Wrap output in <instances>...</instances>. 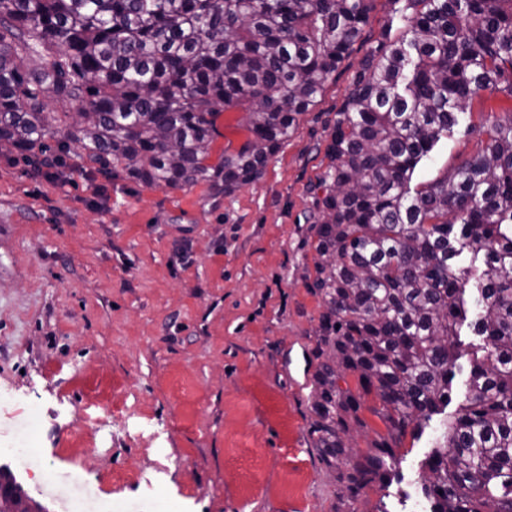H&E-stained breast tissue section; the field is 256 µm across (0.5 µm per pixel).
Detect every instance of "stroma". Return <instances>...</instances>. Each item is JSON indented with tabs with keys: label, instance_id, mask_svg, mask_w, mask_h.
Here are the masks:
<instances>
[{
	"label": "stroma",
	"instance_id": "obj_1",
	"mask_svg": "<svg viewBox=\"0 0 512 512\" xmlns=\"http://www.w3.org/2000/svg\"><path fill=\"white\" fill-rule=\"evenodd\" d=\"M374 0L362 41L316 107L228 195L200 182L147 187L84 167L72 149L59 179L0 153V430L36 415L32 478L0 443V468L45 512H67L90 483L112 512H337L340 485L310 435L321 300L310 226L337 112L390 19ZM498 98L470 101L463 125L416 169L427 184L471 156ZM248 104L221 113L211 160L247 139ZM451 400L398 450V483L364 490L353 512H410Z\"/></svg>",
	"mask_w": 512,
	"mask_h": 512
}]
</instances>
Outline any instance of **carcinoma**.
<instances>
[{"instance_id": "1", "label": "carcinoma", "mask_w": 512, "mask_h": 512, "mask_svg": "<svg viewBox=\"0 0 512 512\" xmlns=\"http://www.w3.org/2000/svg\"><path fill=\"white\" fill-rule=\"evenodd\" d=\"M391 3L387 29L402 31L354 75L316 200L314 448L347 502L390 485L401 438L448 406L467 321L482 343L421 494L430 512H512V111L468 126L477 153L411 187L473 98L512 100V0ZM372 4L0 0V140L34 166L74 143L103 173L230 194L260 177L316 105ZM242 102L250 136L208 163L217 118ZM54 124L66 129L55 148ZM349 374L355 391L342 386ZM366 408L387 433L360 454L346 435L366 425Z\"/></svg>"}]
</instances>
